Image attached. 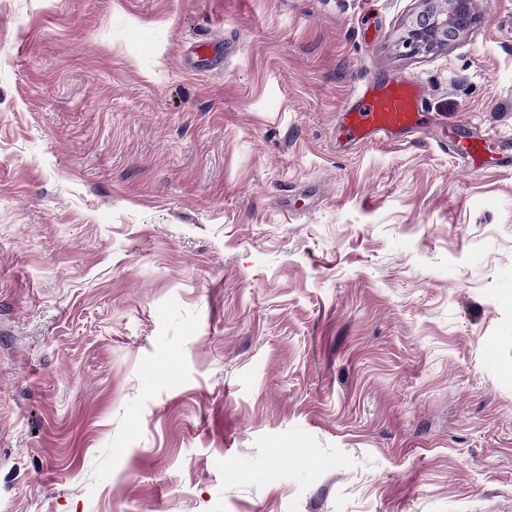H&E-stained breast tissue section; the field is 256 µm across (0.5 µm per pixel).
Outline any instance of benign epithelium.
I'll list each match as a JSON object with an SVG mask.
<instances>
[{
	"mask_svg": "<svg viewBox=\"0 0 512 512\" xmlns=\"http://www.w3.org/2000/svg\"><path fill=\"white\" fill-rule=\"evenodd\" d=\"M401 37L413 54L442 50L463 39L479 20L476 0H417Z\"/></svg>",
	"mask_w": 512,
	"mask_h": 512,
	"instance_id": "1",
	"label": "benign epithelium"
}]
</instances>
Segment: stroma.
Returning <instances> with one entry per match:
<instances>
[{"label":"stroma","instance_id":"1","mask_svg":"<svg viewBox=\"0 0 512 512\" xmlns=\"http://www.w3.org/2000/svg\"><path fill=\"white\" fill-rule=\"evenodd\" d=\"M416 7L0 0V512H512V0ZM418 7L401 37L413 54L448 48L463 39L479 20L476 0H417ZM355 99V109L342 117L343 133L353 142L367 145L427 124L418 84L400 79L373 82L359 89Z\"/></svg>","mask_w":512,"mask_h":512}]
</instances>
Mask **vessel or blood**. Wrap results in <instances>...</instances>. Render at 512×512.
I'll return each instance as SVG.
<instances>
[{"label": "vessel or blood", "instance_id": "b4317fda", "mask_svg": "<svg viewBox=\"0 0 512 512\" xmlns=\"http://www.w3.org/2000/svg\"><path fill=\"white\" fill-rule=\"evenodd\" d=\"M355 99V109L342 117V130L353 142L367 145L426 125L424 98L417 84L400 79L373 82L359 89Z\"/></svg>", "mask_w": 512, "mask_h": 512}]
</instances>
